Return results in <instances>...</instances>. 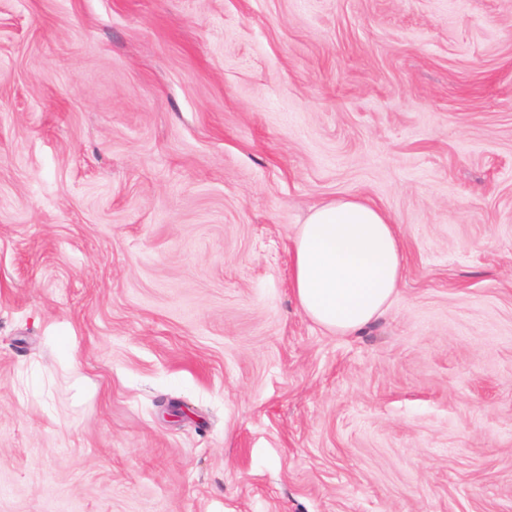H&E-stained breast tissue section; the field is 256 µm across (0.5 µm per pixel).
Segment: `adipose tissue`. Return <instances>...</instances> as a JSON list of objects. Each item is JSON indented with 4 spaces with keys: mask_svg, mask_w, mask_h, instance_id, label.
Wrapping results in <instances>:
<instances>
[{
    "mask_svg": "<svg viewBox=\"0 0 512 512\" xmlns=\"http://www.w3.org/2000/svg\"><path fill=\"white\" fill-rule=\"evenodd\" d=\"M292 289L305 315L340 336L376 321L403 271L396 226L375 204L341 198L316 208L291 249Z\"/></svg>",
    "mask_w": 512,
    "mask_h": 512,
    "instance_id": "obj_1",
    "label": "adipose tissue"
}]
</instances>
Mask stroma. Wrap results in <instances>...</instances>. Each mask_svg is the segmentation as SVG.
<instances>
[{"label": "stroma", "instance_id": "stroma-1", "mask_svg": "<svg viewBox=\"0 0 512 512\" xmlns=\"http://www.w3.org/2000/svg\"><path fill=\"white\" fill-rule=\"evenodd\" d=\"M0 512H512V0H0ZM292 289L305 315L351 336L396 295L403 253L396 226L375 204L341 198L316 208L293 239Z\"/></svg>", "mask_w": 512, "mask_h": 512}]
</instances>
